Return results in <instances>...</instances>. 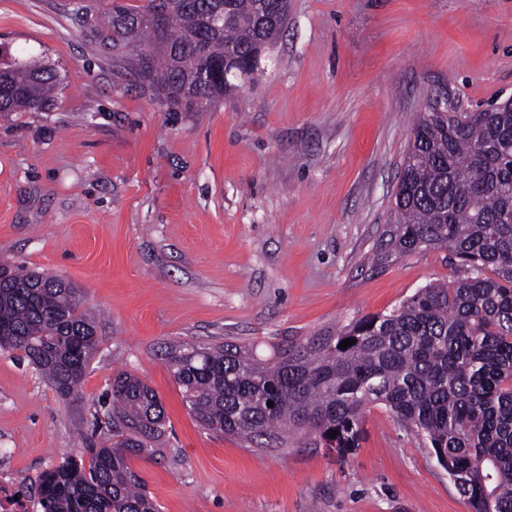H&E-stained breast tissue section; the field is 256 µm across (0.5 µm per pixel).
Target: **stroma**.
Masks as SVG:
<instances>
[{
  "mask_svg": "<svg viewBox=\"0 0 512 512\" xmlns=\"http://www.w3.org/2000/svg\"><path fill=\"white\" fill-rule=\"evenodd\" d=\"M75 0H0V64L62 76L49 112L0 115V257L77 286L99 344L79 398L0 350V478L111 446L121 371L157 394L164 433L132 468L160 512H470L426 441L366 409L356 447L293 430L258 448L203 428L167 343L268 354L449 279L444 250L367 259L390 222L414 120L512 97V0H288L262 76L169 112L83 36Z\"/></svg>",
  "mask_w": 512,
  "mask_h": 512,
  "instance_id": "obj_1",
  "label": "stroma"
}]
</instances>
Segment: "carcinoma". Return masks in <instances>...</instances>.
I'll return each mask as SVG.
<instances>
[{
    "mask_svg": "<svg viewBox=\"0 0 512 512\" xmlns=\"http://www.w3.org/2000/svg\"><path fill=\"white\" fill-rule=\"evenodd\" d=\"M156 9L161 29L150 21ZM72 13L86 37L183 112L257 75L287 21L283 0H85ZM61 83L41 59L0 69V112H49ZM392 212L372 269L444 249L463 276L265 358L233 343H169L161 356L208 430L267 447L294 428L326 448H354L366 407L380 404L426 440L471 512H512V112L421 114ZM347 338L356 343L339 348ZM97 344L78 288L0 261L1 349L23 353L70 397ZM109 417L112 447L40 476L42 512H159L131 459L162 434L160 400L121 372Z\"/></svg>",
    "mask_w": 512,
    "mask_h": 512,
    "instance_id": "1",
    "label": "carcinoma"
}]
</instances>
